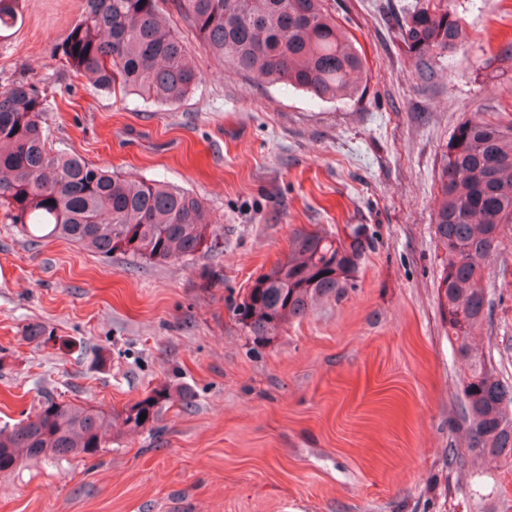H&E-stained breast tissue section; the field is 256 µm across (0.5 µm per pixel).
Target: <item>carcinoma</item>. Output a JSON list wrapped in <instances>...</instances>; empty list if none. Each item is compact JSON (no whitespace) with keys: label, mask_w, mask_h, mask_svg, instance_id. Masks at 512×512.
I'll return each instance as SVG.
<instances>
[{"label":"carcinoma","mask_w":512,"mask_h":512,"mask_svg":"<svg viewBox=\"0 0 512 512\" xmlns=\"http://www.w3.org/2000/svg\"><path fill=\"white\" fill-rule=\"evenodd\" d=\"M162 0H85L63 43L61 66L96 89L174 105L198 84L188 47L167 24ZM20 0H0V32L15 27ZM176 10L228 72L256 75L323 100L355 93L364 62L338 27L327 0H174ZM396 34L419 76L434 75L437 56L467 39L448 0H417L397 17ZM46 94L17 82L0 90V209L30 241L55 238L104 257L131 255L156 265L218 249L219 234L198 196L154 179L131 181L76 153L53 147L43 114ZM440 203L432 224L442 250L438 295L448 341L468 364L460 403L467 446L455 462L473 472L488 462L512 469V386L473 351L471 329L489 308L484 272L512 224V121L465 120L448 141L438 173ZM373 235L364 225L346 237L300 232L288 254L260 274L232 312L258 344L269 343L319 298L355 287ZM182 392L161 388L121 409L57 403L0 427V471L50 455L93 457L119 423L145 429L162 404L188 407ZM144 421H139L141 414Z\"/></svg>","instance_id":"obj_1"}]
</instances>
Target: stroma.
<instances>
[{"label":"stroma","instance_id":"1","mask_svg":"<svg viewBox=\"0 0 512 512\" xmlns=\"http://www.w3.org/2000/svg\"><path fill=\"white\" fill-rule=\"evenodd\" d=\"M328 3L365 58L354 97L228 73L170 8L201 80L168 107L60 68L83 0H23L0 40V87L28 81L54 97L55 147L198 195L224 248L157 266L62 239L34 247L0 215V426L47 393L106 409L163 387L192 399L146 429L113 430L94 457L0 471V512H484L470 471L450 462L465 445L463 365L431 220L458 123L512 119V0H449L470 37L429 81L396 37L406 0ZM358 224L374 243L355 287L254 342L233 300L295 232ZM485 285L491 308L472 344L512 382V228ZM38 327L82 346L43 345Z\"/></svg>","mask_w":512,"mask_h":512}]
</instances>
